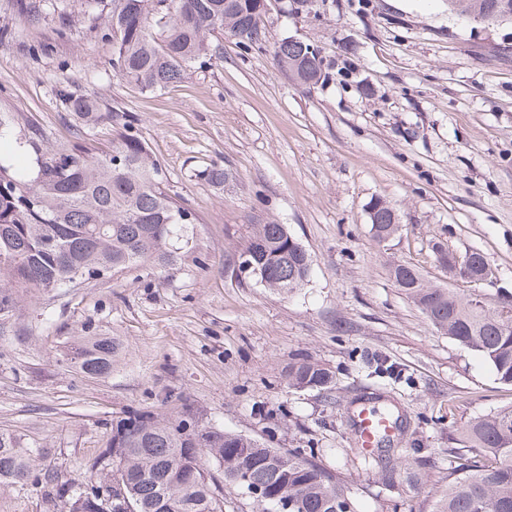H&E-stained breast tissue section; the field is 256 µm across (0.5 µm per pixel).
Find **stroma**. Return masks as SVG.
<instances>
[{
	"mask_svg": "<svg viewBox=\"0 0 512 512\" xmlns=\"http://www.w3.org/2000/svg\"><path fill=\"white\" fill-rule=\"evenodd\" d=\"M71 29L30 24L0 0V113L42 151L76 141L80 121L60 87L126 112L161 163L167 193L196 216L187 247L164 264L56 293H29L0 312V430L39 449L60 482L103 449L132 411L243 434L282 451L311 448L340 473L357 512H437L449 446L471 419L512 405V387L434 329L390 275L416 266L431 285L488 309L512 297V24L449 14L445 0H268L267 39L145 92L115 76L112 42L84 0ZM318 46L328 78L301 87L274 45ZM219 164L216 187L198 169ZM399 217L385 242L368 206ZM274 221L310 254L312 275L280 294L227 269L251 224ZM477 250L493 279L449 277L431 246ZM112 339V371L88 377L61 360L86 323ZM328 367L330 390L292 389L290 362ZM387 359L404 381L382 384ZM379 393L406 426L385 484L356 450L350 401ZM0 512H59L51 494L0 485Z\"/></svg>",
	"mask_w": 512,
	"mask_h": 512,
	"instance_id": "35a3bbf8",
	"label": "stroma"
}]
</instances>
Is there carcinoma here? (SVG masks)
Instances as JSON below:
<instances>
[{"label":"carcinoma","mask_w":512,"mask_h":512,"mask_svg":"<svg viewBox=\"0 0 512 512\" xmlns=\"http://www.w3.org/2000/svg\"><path fill=\"white\" fill-rule=\"evenodd\" d=\"M87 8L104 21L112 37V71L143 91L161 90L178 81L192 66L204 68L221 55L209 36L228 30L245 50L266 41L264 0H85ZM482 16L500 18L512 0H477ZM17 11L32 24L47 15L58 19L59 32L70 26L64 0H16ZM283 70L300 63L301 86L323 77L321 54L309 52L284 38L275 46ZM59 96L68 103L86 129L103 117L101 103L92 96L65 89ZM121 132L112 149L94 154L82 137L57 152H41L34 142L15 135L13 122L0 114V143L12 141L14 151L34 149L26 168L0 160V311L14 302L17 290L51 293L148 263H161L179 240L177 226L188 223L191 211L166 192L160 164L152 159L133 122L125 113H109ZM196 177L224 185L226 170L217 164L197 171ZM375 208L371 230L378 241L394 236L390 208ZM297 240L284 224H252L237 252L250 255L259 269L252 276L268 288L288 293L310 278L312 260L297 251ZM448 274L473 279L475 265L488 263L481 253L459 254L444 245L434 250ZM395 285L420 309L429 324L460 347L483 358L496 379L512 386V301L490 310L475 299L462 300L447 288L428 284L408 263L392 267ZM72 363L91 377L112 372V338L87 327V336L72 350ZM332 382L325 366L302 359L288 370V386L324 391ZM195 417L169 422L150 414L142 420L119 417L112 421L105 444L111 458L126 472V496L138 512H224V486L238 489L260 485L266 497L258 512H280L287 496L292 512H330L333 503H354L340 475L322 467L314 450L293 448L281 457L258 440L222 430L201 428L199 440L182 434ZM477 452L484 463L467 456ZM36 451L21 445L9 433H0V481L54 487L55 476L37 468ZM88 460L74 479L80 492L112 493V470ZM443 512H512V406L470 420L448 449V494Z\"/></svg>","instance_id":"obj_1"}]
</instances>
